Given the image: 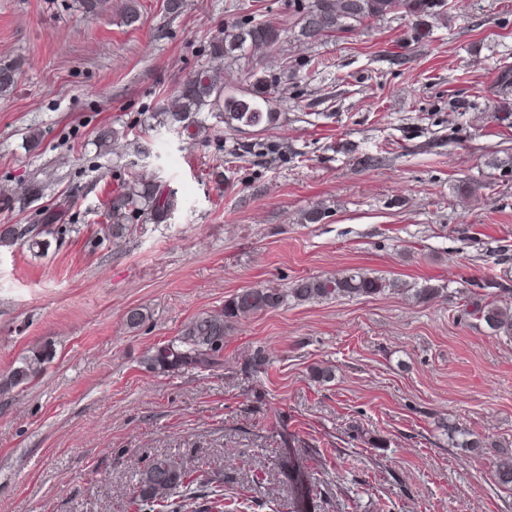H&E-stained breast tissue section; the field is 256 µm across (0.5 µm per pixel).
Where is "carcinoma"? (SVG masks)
<instances>
[{
	"label": "carcinoma",
	"instance_id": "cac0c4a2",
	"mask_svg": "<svg viewBox=\"0 0 512 512\" xmlns=\"http://www.w3.org/2000/svg\"><path fill=\"white\" fill-rule=\"evenodd\" d=\"M451 9L449 0H309L299 20L298 36L310 41L341 38L355 32L369 21L397 14L416 19L427 26L444 24ZM284 29L264 21L246 25H231L210 44V65L196 71L166 99L161 108L163 121L192 138L190 128H200L198 116L215 112L226 127L269 126L277 121L273 111L274 89L268 81L249 73L247 89L230 90L224 85V62L237 61L251 50L277 48ZM19 66L0 63V95L9 94L17 81ZM178 207L174 193L166 191L161 181L148 178L136 170L112 192L107 204L106 228L112 238L120 239L129 229L132 219L139 216L155 224L166 222ZM389 287H396L379 276L355 272L339 276H312L292 282L289 286L244 288L224 301L215 311H203L193 316L178 335L150 347L142 358L147 372L171 376L185 371H212L224 364L227 339L242 320L253 315L274 311L293 301L313 303L339 297L372 296ZM490 292L482 298L464 297L463 311L482 321L492 336L512 339V288L492 281ZM54 358L48 344L37 345L15 360L8 374L0 379V393L38 379ZM268 366L263 349L253 351L244 367L248 375L262 373ZM451 435L466 437L462 446L485 448V438L457 427L444 426ZM195 468L174 456L148 458L137 467L131 492L133 503L160 506L166 512H224V475L211 478L194 477ZM494 479L498 486L512 490V448H500L494 463Z\"/></svg>",
	"mask_w": 512,
	"mask_h": 512
}]
</instances>
